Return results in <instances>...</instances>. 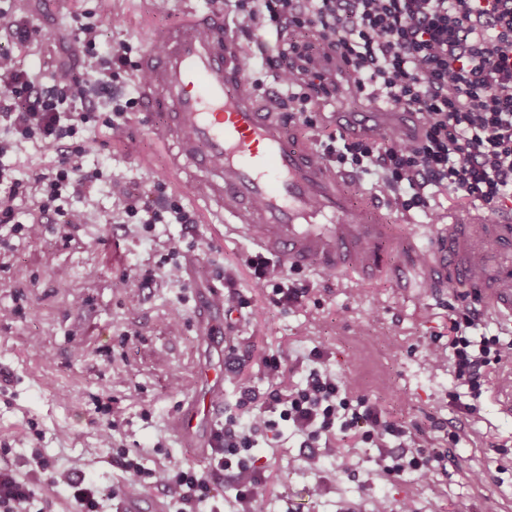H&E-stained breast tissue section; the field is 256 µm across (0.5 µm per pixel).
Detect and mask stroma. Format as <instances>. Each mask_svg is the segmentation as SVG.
I'll list each match as a JSON object with an SVG mask.
<instances>
[{
	"label": "stroma",
	"mask_w": 512,
	"mask_h": 512,
	"mask_svg": "<svg viewBox=\"0 0 512 512\" xmlns=\"http://www.w3.org/2000/svg\"><path fill=\"white\" fill-rule=\"evenodd\" d=\"M211 8L212 0H169L163 13L155 0H15L13 17L45 33L17 56L29 71L48 73L66 63L75 20L85 13L99 21L97 48L104 51L123 41L147 47L152 32L179 20L184 10ZM364 109L342 92L317 108L315 127L301 133L319 141L335 131L337 113ZM153 122L137 109L124 132L111 133L99 122L85 131L82 163L100 168L103 177L90 196L71 204L93 209L97 223L48 224L38 240L0 229V240L9 242L0 247V467L29 481L46 512H81L68 492L46 482L36 459L93 476L105 487L117 483L122 472L98 440L104 416L96 405L106 402L119 424L116 446L141 454L148 469L206 470L208 458L183 447L169 421L192 394L200 365L217 358L198 335L197 300L199 289L223 288L210 272L219 266L232 270L248 301L240 328L227 338L243 366L227 382L225 407L234 406L240 386L265 388L264 355L284 351L285 367L296 377L303 355L317 347L355 394L384 413L424 426L428 416H438L453 421L459 434L447 475L424 483L409 472L369 480L377 449L340 433L330 445L346 456L347 471L329 456L320 469H310L300 437L283 429L275 447L255 450L267 493L252 512H379L382 504L396 508L405 501L413 512H512V417L494 397L507 364L484 386L476 413L467 414L449 403L457 384L447 364L432 363L419 344L424 336L447 335L442 299L415 297L382 280L339 275L327 281L307 268L299 276L312 287L308 299L291 309L274 307L246 265L256 246L216 223L185 176L169 169L170 149L155 139ZM115 175L140 185L164 183L168 194L195 211L196 223L158 224L149 231L113 223L122 209L111 193ZM467 210L464 201L448 197L438 209L389 219L419 235ZM172 243L199 263V273L186 274L178 286L161 278L148 289L124 283L134 266L158 267ZM174 320L175 332L169 329ZM478 471L486 473L485 481L473 482ZM316 483L323 493L313 497L309 489Z\"/></svg>",
	"instance_id": "stroma-1"
}]
</instances>
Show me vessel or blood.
I'll return each instance as SVG.
<instances>
[{
  "instance_id": "1",
  "label": "vessel or blood",
  "mask_w": 512,
  "mask_h": 512,
  "mask_svg": "<svg viewBox=\"0 0 512 512\" xmlns=\"http://www.w3.org/2000/svg\"><path fill=\"white\" fill-rule=\"evenodd\" d=\"M138 86L154 132L175 148L218 223L248 234L261 254L287 267L316 266L361 278L388 276L409 292L430 286L478 295L484 311L512 321V214L488 221L475 211L433 225L424 244L387 224L382 203L358 200L348 175L315 159L280 114L251 93L238 34L219 11L158 30L143 53ZM199 331L219 334L224 295L200 300ZM222 370L206 374L170 425L200 453L214 447L212 421L224 405ZM117 512H169L161 495L123 498Z\"/></svg>"
}]
</instances>
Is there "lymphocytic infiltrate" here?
I'll list each match as a JSON object with an SVG mask.
<instances>
[{
    "mask_svg": "<svg viewBox=\"0 0 512 512\" xmlns=\"http://www.w3.org/2000/svg\"><path fill=\"white\" fill-rule=\"evenodd\" d=\"M240 32L264 42L287 39L288 46L264 63L281 86L277 98L289 121L311 125L310 106L335 97L338 75H350L352 96L379 107L417 114L420 127L409 139L372 135L337 143L320 141L318 157L355 172L375 173V192L394 211L430 208L433 199L452 195L481 206L488 216L512 207V0H233ZM40 32L16 21L0 28V223L37 237L43 223L60 216L78 227L95 221L92 211L64 209L65 197L89 195L102 178L84 167L78 136L95 112L104 124L122 132L136 100L118 88V70L131 60L133 47L122 42L96 53L99 25L79 22L70 56L73 66L51 75L17 65L15 50L37 41ZM81 111H73V104ZM40 140L55 153L51 170L18 173L2 164L7 154H22L26 143ZM40 196L39 219L16 222V201L26 190ZM112 195L123 204L125 223L193 224L197 218L164 185L143 187L116 176ZM258 285L271 291L277 306L302 305L307 281L290 277L278 263L255 254L248 258ZM485 317L476 305L451 315L448 341L432 336L423 346L432 361L449 358L457 381L474 401L482 394L489 368L512 357V339L480 335ZM309 365L298 382H289L282 353L262 359L266 389L240 388L238 414H228L215 432L211 471L231 472L236 498L247 506L261 500L265 480L253 453L259 440L274 442L288 423L309 448V464L319 468L323 437L338 431L379 450L380 476L417 472L430 480L446 474L444 448L388 451V440L413 439L411 425L386 418L368 398L353 394L345 381L311 349ZM124 477L101 487L69 469H49L50 485L65 489L85 512H100L103 502L139 491L150 477L140 458L120 451ZM211 471L173 467L161 480L177 512H196L209 497ZM34 492L11 468L0 467V512H34Z\"/></svg>",
    "mask_w": 512,
    "mask_h": 512,
    "instance_id": "1",
    "label": "lymphocytic infiltrate"
}]
</instances>
